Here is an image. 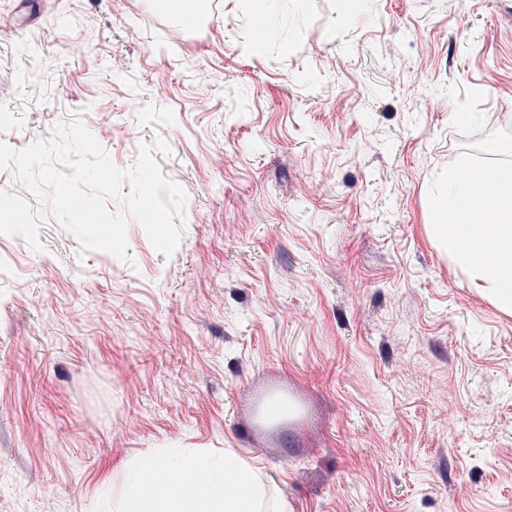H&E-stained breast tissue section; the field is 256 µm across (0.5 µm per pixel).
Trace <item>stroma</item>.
Here are the masks:
<instances>
[{"label": "stroma", "mask_w": 512, "mask_h": 512, "mask_svg": "<svg viewBox=\"0 0 512 512\" xmlns=\"http://www.w3.org/2000/svg\"><path fill=\"white\" fill-rule=\"evenodd\" d=\"M260 3L0 0V141L77 117L186 193L125 264L0 170V512H122L140 456L228 449L288 512H512V315L428 201L512 132V0H271L258 41Z\"/></svg>", "instance_id": "stroma-1"}]
</instances>
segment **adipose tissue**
Masks as SVG:
<instances>
[{"mask_svg": "<svg viewBox=\"0 0 512 512\" xmlns=\"http://www.w3.org/2000/svg\"><path fill=\"white\" fill-rule=\"evenodd\" d=\"M182 480H175L174 472ZM125 512H288L285 502L269 504L248 460L224 453L220 474L198 457L171 460L155 453L141 459L121 489Z\"/></svg>", "mask_w": 512, "mask_h": 512, "instance_id": "ef3b65f1", "label": "adipose tissue"}]
</instances>
